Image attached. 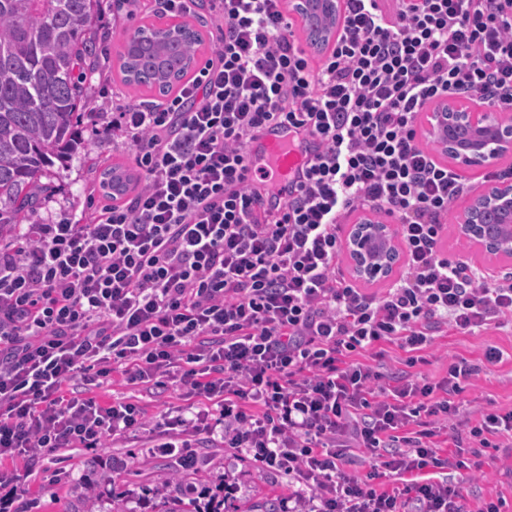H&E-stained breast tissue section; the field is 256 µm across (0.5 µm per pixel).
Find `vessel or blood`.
Instances as JSON below:
<instances>
[{
  "mask_svg": "<svg viewBox=\"0 0 512 512\" xmlns=\"http://www.w3.org/2000/svg\"><path fill=\"white\" fill-rule=\"evenodd\" d=\"M308 140L295 130L281 124L266 126L258 139L251 141L248 151L253 162H269L276 183V196L264 199L265 207L272 208L288 197V182L293 172L305 159Z\"/></svg>",
  "mask_w": 512,
  "mask_h": 512,
  "instance_id": "b4317fda",
  "label": "vessel or blood"
}]
</instances>
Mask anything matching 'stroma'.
<instances>
[{"label":"stroma","mask_w":512,"mask_h":512,"mask_svg":"<svg viewBox=\"0 0 512 512\" xmlns=\"http://www.w3.org/2000/svg\"><path fill=\"white\" fill-rule=\"evenodd\" d=\"M113 0H103L95 28L105 36L108 57L105 68L89 74L86 86L97 107L111 109L112 97L125 92L132 100L154 98L147 88H126L118 74V51L123 31L112 19ZM94 116L80 115L78 129L86 144L66 163H54L44 182L47 192L29 217L30 223L59 222L78 216H90L106 198L99 187L98 172L109 165L132 169L130 155L113 151L111 136L94 135ZM467 197L458 198L448 211V230L445 244L449 252H462L475 266L493 271L510 272L512 264L488 259L475 252L455 230L457 216L466 206ZM503 352L502 362L484 363L488 346ZM427 362L420 371L429 381H440L447 374L452 358L481 365L482 371L474 386L467 388L462 399L470 410L496 408L512 409V331L489 329L463 336L453 332L436 337L432 347L423 352ZM101 399H133L146 409L151 423L162 422L169 407L180 405L178 393L158 394L127 385L121 376L111 384L96 389ZM499 448L483 450L474 456L471 448L461 446L459 456L464 468L454 471L455 481L466 489L468 512H477L483 502L504 498L512 504V438L502 437ZM207 466L198 473L173 474V460L154 447L151 434H141L118 441L98 451H56L36 460L18 459L7 463L24 484L29 504L28 512H87L85 478H93L101 492L98 506L110 512L119 506L121 512H139V503L147 499L153 512H158L164 494L179 495L180 488L192 484L197 489L217 491L228 485L225 506L228 512H279L280 503L288 495V480L266 471L246 455H232L227 448H208L204 451Z\"/></svg>","instance_id":"1"}]
</instances>
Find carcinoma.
Segmentation results:
<instances>
[{
  "label": "carcinoma",
  "mask_w": 512,
  "mask_h": 512,
  "mask_svg": "<svg viewBox=\"0 0 512 512\" xmlns=\"http://www.w3.org/2000/svg\"><path fill=\"white\" fill-rule=\"evenodd\" d=\"M98 2L0 0V237L29 218L46 189L45 168L84 146L76 117L93 104L82 74L99 63ZM159 32L151 24L124 34L123 85L168 90L194 60L200 33L160 40ZM100 182L120 195L133 179L110 165Z\"/></svg>",
  "instance_id": "carcinoma-1"
}]
</instances>
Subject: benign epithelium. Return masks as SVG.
Wrapping results in <instances>:
<instances>
[{
  "instance_id": "obj_1",
  "label": "benign epithelium",
  "mask_w": 512,
  "mask_h": 512,
  "mask_svg": "<svg viewBox=\"0 0 512 512\" xmlns=\"http://www.w3.org/2000/svg\"><path fill=\"white\" fill-rule=\"evenodd\" d=\"M316 9L332 22L318 36L320 42H328L339 26L338 2L316 0ZM425 134L461 168L485 167L512 155V113L477 99L464 102L451 97L437 102L426 116ZM490 224L497 225L500 233L489 234ZM456 233L490 258L512 260V180L484 185L459 212ZM344 249L354 277L367 282L390 277L402 254L392 226L370 217L351 225Z\"/></svg>"
}]
</instances>
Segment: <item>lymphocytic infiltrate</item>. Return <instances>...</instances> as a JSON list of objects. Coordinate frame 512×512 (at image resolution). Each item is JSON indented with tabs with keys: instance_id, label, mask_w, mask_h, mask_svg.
<instances>
[{
	"instance_id": "obj_1",
	"label": "lymphocytic infiltrate",
	"mask_w": 512,
	"mask_h": 512,
	"mask_svg": "<svg viewBox=\"0 0 512 512\" xmlns=\"http://www.w3.org/2000/svg\"><path fill=\"white\" fill-rule=\"evenodd\" d=\"M205 2L211 58L164 100L113 101L101 127L138 191L90 223L0 240V463L150 429L138 403L90 396L118 372L184 398L154 429L164 454L198 472L202 441L220 439L287 476L281 512H464L447 477L463 463L437 438L494 447L512 410L462 415L478 373L465 360L437 383L417 366L443 333L512 326V272L445 252L443 218L470 185L423 145L420 119L449 96L512 112V0H341L318 64L288 0ZM272 122L318 148L266 209L276 186L247 146ZM355 212L401 242L380 294L340 265ZM356 450L367 473L343 467Z\"/></svg>"
}]
</instances>
